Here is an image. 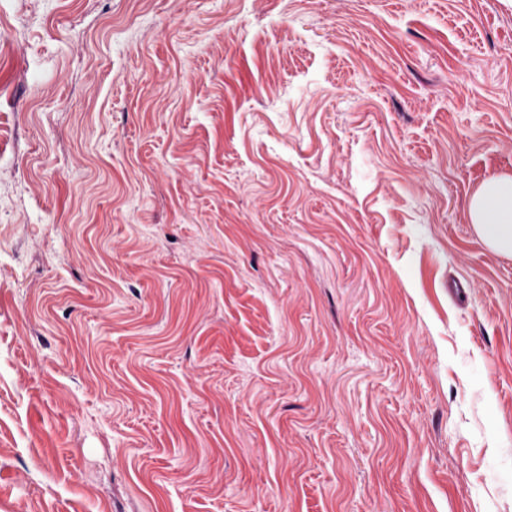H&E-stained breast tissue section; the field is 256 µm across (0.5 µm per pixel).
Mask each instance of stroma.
Here are the masks:
<instances>
[{"label": "stroma", "mask_w": 512, "mask_h": 512, "mask_svg": "<svg viewBox=\"0 0 512 512\" xmlns=\"http://www.w3.org/2000/svg\"><path fill=\"white\" fill-rule=\"evenodd\" d=\"M0 38V512H512V0ZM467 220L480 240L495 254L512 255V177L483 182L467 204Z\"/></svg>", "instance_id": "stroma-1"}]
</instances>
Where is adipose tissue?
I'll return each instance as SVG.
<instances>
[{"mask_svg": "<svg viewBox=\"0 0 512 512\" xmlns=\"http://www.w3.org/2000/svg\"><path fill=\"white\" fill-rule=\"evenodd\" d=\"M467 220L493 253L512 255V177L483 182L467 204Z\"/></svg>", "mask_w": 512, "mask_h": 512, "instance_id": "adipose-tissue-1", "label": "adipose tissue"}]
</instances>
